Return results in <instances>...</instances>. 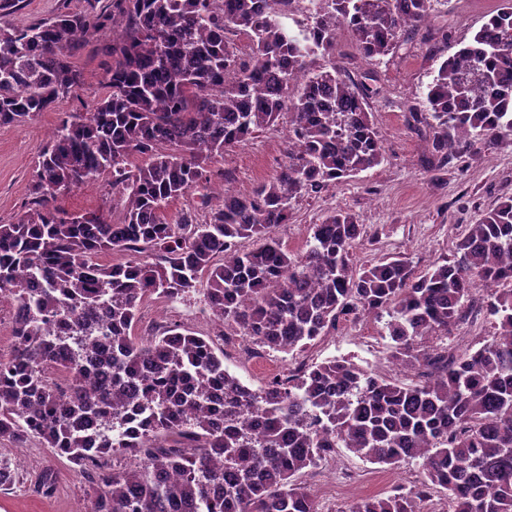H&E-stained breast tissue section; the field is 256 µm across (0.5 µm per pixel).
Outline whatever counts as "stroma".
Returning <instances> with one entry per match:
<instances>
[{
    "instance_id": "obj_1",
    "label": "stroma",
    "mask_w": 512,
    "mask_h": 512,
    "mask_svg": "<svg viewBox=\"0 0 512 512\" xmlns=\"http://www.w3.org/2000/svg\"><path fill=\"white\" fill-rule=\"evenodd\" d=\"M504 3L431 0L434 36L429 40L409 35L396 54L368 62L356 53L349 32L342 28L336 36V57L317 55L309 59V69L334 63L355 79H368L374 90L370 100L373 121L385 160L319 193L293 200L291 219L275 230L284 247L303 251L311 226L321 223L327 212L342 208L355 213L364 228L363 241L352 254L356 266L402 255L413 270L420 271L435 262L457 259L465 225L473 223L482 211L512 197V135L480 138L463 160L454 159L448 167L430 171L424 160L431 145L413 130L409 119L411 113L425 112L427 88L442 61L468 41L486 22L490 11ZM86 7V0H20L9 13L0 12V22L23 27ZM111 39V28H104L95 45L72 56L73 65L83 74L76 95L61 99L33 120L0 127V224L14 222L23 212L35 161L62 113L90 111L108 94L106 70L112 59L104 48ZM287 147V128L264 131L226 148L223 157L212 160L209 167L225 173L227 189L246 194L279 169ZM57 205L70 213L103 209L112 219L121 216L120 210L112 206V185L105 175L59 197ZM140 320L178 323L211 336L220 330L197 292L177 300L152 295L141 305ZM390 346L384 321L362 317L339 322L306 356L312 363L350 357L387 377L410 381L412 371L390 362ZM291 361V356L260 347L247 356L230 346L224 349L225 368L254 390L264 387ZM0 459L9 461L19 473L10 489H0V512H85L88 502L83 477L67 460L56 458L44 448L39 439H30L20 448L1 442ZM47 469L56 473L57 489L52 496L42 497L34 493L33 483ZM420 478L416 461L390 469L344 448L307 468L302 476L321 512H348L355 502L367 497L407 493Z\"/></svg>"
}]
</instances>
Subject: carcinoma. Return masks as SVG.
Returning <instances> with one entry per match:
<instances>
[{
  "label": "carcinoma",
  "instance_id": "1",
  "mask_svg": "<svg viewBox=\"0 0 512 512\" xmlns=\"http://www.w3.org/2000/svg\"><path fill=\"white\" fill-rule=\"evenodd\" d=\"M431 0H314L295 31L278 0H108L0 25V126L21 124L71 95L70 61L96 33L118 34L107 97L61 117L35 165L26 210L0 224V298L17 306L0 359V441L44 447L78 467L87 512H320L303 470L345 448L375 465L416 460L405 495L368 497L351 512H418L440 487L450 512H512V198L468 225L452 264L415 273L403 256L356 268L362 225L330 212L293 253L272 229L292 200L384 161L372 90L332 55L346 28L375 61L428 22ZM245 36L246 58L232 36ZM429 163L444 166L480 137L512 132V0L445 59L428 87ZM288 162L249 194L206 188L198 208L168 207L208 182L203 163L281 120ZM143 158L140 164L130 161ZM107 174L118 222L68 213L58 196ZM256 238L247 251L240 241ZM121 252L126 260L102 263ZM481 279L496 289L470 298ZM203 294L215 320L253 344L303 352L344 317L387 318L389 358L413 371L395 383L348 358L306 365L252 390L224 368V350L181 325L135 334L145 298ZM484 313L492 339L459 354L427 349ZM69 381L62 395L45 377ZM97 371L101 385L91 384ZM120 453L140 457L116 469ZM43 471L33 491L50 496Z\"/></svg>",
  "mask_w": 512,
  "mask_h": 512
}]
</instances>
